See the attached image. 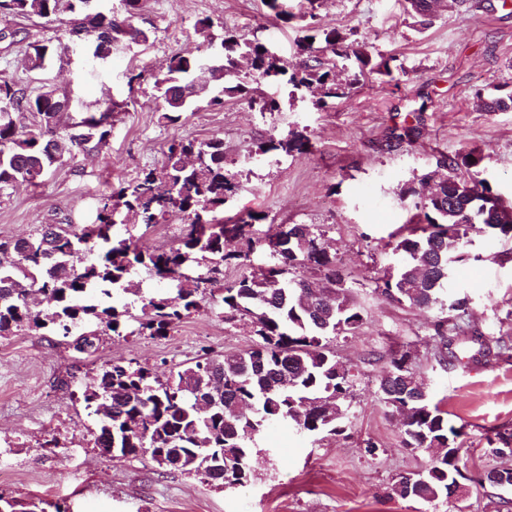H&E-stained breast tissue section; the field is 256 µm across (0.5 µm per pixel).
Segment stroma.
I'll return each mask as SVG.
<instances>
[{"label": "stroma", "mask_w": 512, "mask_h": 512, "mask_svg": "<svg viewBox=\"0 0 512 512\" xmlns=\"http://www.w3.org/2000/svg\"><path fill=\"white\" fill-rule=\"evenodd\" d=\"M295 18L282 23L262 0H145L138 27L146 44L126 43L103 62L61 45L62 26L41 18L0 13V78L28 94L52 84L71 97L73 118L115 102L112 134L100 151L65 156L34 184L0 193V239L28 236L42 224L95 223L104 195L142 171L161 168L162 149L174 138L219 136L226 161L250 158L243 189L224 214H265L261 229L285 224L325 227L327 242L355 287L365 322L356 335L333 339L355 373L349 414L336 434L309 436L288 423L272 426L251 456L252 477L236 489H215L202 476L158 467L149 456L108 457L93 446L97 429L80 392L113 359L150 364L169 373L201 352L216 355L250 347L248 327L224 323L216 300L164 337L105 335L94 355L75 351L48 330L23 329L0 338V494L61 512H512V491L470 487L463 500L403 499L391 487L431 462L425 450L402 443V428L378 397V381L395 353L429 385L433 401L460 428L464 473L499 466L489 451L497 430L512 428V238L475 235L457 263L452 295L471 299L467 333L451 349L454 363L434 356L432 324L440 309L390 301L374 279L396 258L390 235L408 226L414 210L401 190L435 170L440 154L476 149L482 176L512 198V109L487 112L480 97L512 93V0H476L466 12L445 10L421 28L401 0H288ZM322 27L353 33L405 71L359 80L349 97L321 111L286 100L282 112L261 117L246 103L202 108L179 122L163 119L153 74L174 53L209 56L225 30L265 43L284 62L296 59L306 16ZM212 23L209 34L199 20ZM58 44L41 71L29 70L32 42ZM304 131L308 152L260 155L269 134ZM477 331L506 341L508 351L486 352L471 341ZM374 441L375 454L365 450Z\"/></svg>", "instance_id": "35a3bbf8"}]
</instances>
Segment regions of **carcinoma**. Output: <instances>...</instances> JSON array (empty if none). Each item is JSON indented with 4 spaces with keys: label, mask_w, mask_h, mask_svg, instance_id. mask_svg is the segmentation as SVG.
Instances as JSON below:
<instances>
[{
    "label": "carcinoma",
    "mask_w": 512,
    "mask_h": 512,
    "mask_svg": "<svg viewBox=\"0 0 512 512\" xmlns=\"http://www.w3.org/2000/svg\"><path fill=\"white\" fill-rule=\"evenodd\" d=\"M89 0H0V9L22 17L54 18L64 25L71 41L95 43L94 57L105 59L112 51L108 32L112 14L87 11ZM144 0H121L120 20L133 23ZM428 0H404V11L419 23H430ZM53 54L49 44L32 43L26 52L31 71L45 68ZM250 64L251 82L240 80L239 61ZM353 60L358 76L341 81L337 63ZM274 79L292 92L311 96L316 109L328 101L348 97L358 77L391 75L390 59L355 44L339 29L324 28L312 41L302 40L297 61L285 64L266 55V45L233 31H224L220 46L207 57L174 53L159 66L155 88L165 106L163 118L178 122L200 102L222 109L239 99L262 115L280 111L277 98L258 92L256 84ZM512 109V95L483 101L487 112ZM71 100L48 84L34 96L16 85L0 81V193L20 182L34 183L75 151H97L111 135L114 108L99 116L68 122ZM36 114L33 129L18 127L13 115ZM307 136L298 130L269 135L257 143L256 153L290 156L308 150ZM483 157L476 150L442 155L439 163L448 177L471 182L483 201L496 209L477 213V204L423 196L422 177L403 188L402 198H413L421 226L399 233L392 251L400 258L396 270L375 278L376 291L385 298L419 309L443 305L445 285L454 264L462 260L465 239L472 232L512 238V201L478 178ZM242 189L238 174L224 163V140L205 142L174 139L165 150L161 171L148 170L124 182L102 198L97 223L41 225L28 238L1 241L0 337L23 326H48L59 335L74 336L73 347L92 355L99 349V333L73 335L84 324L115 336H166L170 329L200 307L205 293L219 295L223 318L248 325L257 337L247 350L221 356L205 354L170 371L165 378L147 365L123 360L106 363L81 392L85 409L98 415L112 405V421L98 420L94 447L113 448L122 456L150 454L165 467L163 457L178 456L177 469L203 474L215 487L242 486L250 480L245 467L254 442L267 427L288 419L297 431L317 435L341 431L353 387V369L337 359L330 338L355 334L364 321L352 287L338 265L336 254L324 246L326 231L316 225L286 224L276 242L268 244L256 225L260 214L233 220L224 218V205ZM178 212L188 218L180 240L166 247L143 249L132 233L114 237L103 231L110 224L132 225L142 233ZM105 244L103 256L90 260L89 244ZM242 267L235 281H224V268ZM307 269L335 288L331 308L318 312L305 307L301 288ZM145 271L166 282L174 296L142 295L132 275ZM40 292L52 302L47 313L31 311L28 297ZM131 295L142 303L141 314L129 304L122 309L103 306L94 293ZM469 315L466 297L448 300V315L436 320V355L444 361L453 331ZM407 352L392 357L378 383L379 400L391 411L405 410L403 444L432 449L430 465L415 474L418 483L408 493L402 475L392 493L406 499L433 502L448 497V447H456L459 430L448 425V413L426 395L427 384L409 367ZM492 455L512 457V430L496 433Z\"/></svg>",
    "instance_id": "obj_1"
}]
</instances>
